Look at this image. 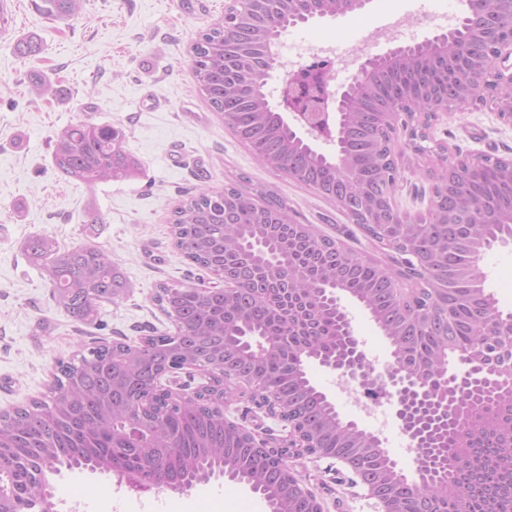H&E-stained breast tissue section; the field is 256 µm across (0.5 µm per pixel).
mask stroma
I'll return each mask as SVG.
<instances>
[{
	"label": "stroma",
	"mask_w": 512,
	"mask_h": 512,
	"mask_svg": "<svg viewBox=\"0 0 512 512\" xmlns=\"http://www.w3.org/2000/svg\"><path fill=\"white\" fill-rule=\"evenodd\" d=\"M40 0H17L18 35H37L39 54L19 58L0 42V411L44 398L56 359L70 358L82 344L109 341L115 332L139 335L144 325L170 331L171 323L150 296L161 283H211L212 278L172 244L170 219L198 188L233 182L245 190L263 188L283 198L298 221L341 241L346 249L375 261L384 253L371 237L328 198L285 173L260 164L224 126L200 95L189 45L224 14L225 0H83L66 17H47ZM463 14L461 0H370L364 10L289 28L281 46L323 42L356 47L395 12H414L413 40L434 39L440 29L432 13ZM50 81L36 94L34 78ZM89 109L100 122L121 123L125 147L144 164L142 175L94 186L61 176L52 163L55 132ZM435 141L464 153L512 156V124L499 119L494 104L440 115L430 130ZM395 201L410 212L426 210L433 179L419 166L401 163ZM101 223H90L89 210ZM45 232L68 249L94 243L108 252L133 283L127 298L105 305L96 321L76 323L54 306L40 267L22 252L25 239ZM486 288L502 310H512V241L488 250L482 261ZM342 304L366 357L376 367L391 362V347L370 315L351 299ZM314 384L340 415L374 431L376 415L389 416L383 440L405 473H413L409 442L392 419L387 401L375 416L360 413L358 395L336 391V374L309 368ZM226 418L252 432L282 438L281 422L256 405L233 397ZM322 512H376L362 486L340 480L338 460H293ZM112 474L66 471L53 479L57 505L82 500L95 512H270L267 500L248 486L214 478L185 491L154 488L138 495L117 492Z\"/></svg>",
	"instance_id": "1"
}]
</instances>
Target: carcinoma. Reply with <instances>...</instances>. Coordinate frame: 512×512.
<instances>
[{"instance_id": "cac0c4a2", "label": "carcinoma", "mask_w": 512, "mask_h": 512, "mask_svg": "<svg viewBox=\"0 0 512 512\" xmlns=\"http://www.w3.org/2000/svg\"><path fill=\"white\" fill-rule=\"evenodd\" d=\"M43 12L71 15L82 0H42ZM467 10L449 35L377 64L360 78L342 125L339 149L354 166L342 176L332 156L289 134L270 104L263 64L277 56V35L298 17H334L339 0H320L309 13L303 0H276L258 9L242 3V19L225 31L220 20L190 45L199 91L259 162L292 175L321 195L365 193L375 208L366 233L401 256L414 255L416 291L396 287L399 269L384 268L336 241L310 235L288 204L235 184L201 187L174 212L172 237L185 257L231 288L161 283L150 296L176 333L151 328L131 340L82 346L58 359L49 394L0 412V512H47L54 504L52 477L61 468L113 472L132 480L164 476L183 490L218 474L246 483L272 512H318L301 493V478L288 466L300 451L349 456L378 498L401 512H512V389L474 381V362L512 377V312L504 313L485 288L481 261L494 243L512 235V175L492 155L457 159L434 187L422 224H403L390 205L400 174L393 153L401 149L387 121L394 95L431 111L447 99L465 110L476 105L473 88L485 86L500 105L512 101L483 72L474 53L493 45L480 17L501 21L500 38L512 37V0H465ZM20 57L39 51L35 36L17 41ZM125 133L112 123L81 118L55 133L54 168L92 186L137 177L143 162L125 149ZM48 278L54 305L75 321L91 323L102 306L126 297L134 285L97 245L63 250L49 234L22 244ZM371 315L393 348L402 372L438 395L448 383V412L418 413L416 468L392 477L395 464L367 431L341 418L311 382L312 361L349 355L351 330L338 293ZM185 365L202 368L209 384L178 400L158 384ZM250 382L252 398H273L306 447L262 448L246 430L224 418V399L245 395L236 377Z\"/></svg>"}]
</instances>
